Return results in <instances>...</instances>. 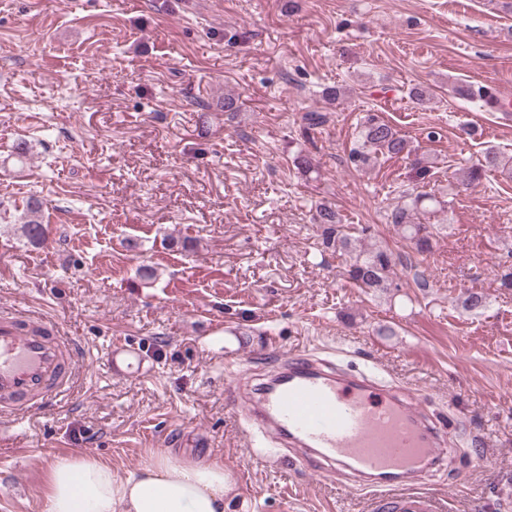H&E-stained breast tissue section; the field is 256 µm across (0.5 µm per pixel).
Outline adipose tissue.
<instances>
[{"label": "adipose tissue", "mask_w": 512, "mask_h": 512, "mask_svg": "<svg viewBox=\"0 0 512 512\" xmlns=\"http://www.w3.org/2000/svg\"><path fill=\"white\" fill-rule=\"evenodd\" d=\"M230 481L219 462L166 452L121 476L91 455L56 457L46 512H224Z\"/></svg>", "instance_id": "obj_1"}]
</instances>
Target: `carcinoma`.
<instances>
[{"label":"carcinoma","mask_w":512,"mask_h":512,"mask_svg":"<svg viewBox=\"0 0 512 512\" xmlns=\"http://www.w3.org/2000/svg\"><path fill=\"white\" fill-rule=\"evenodd\" d=\"M405 153H410V149L403 135L389 122L368 114L360 124L357 145L349 154V162L356 169H365L373 166L381 155L394 158ZM496 170L512 172V156L489 148L477 164L463 171L461 184L478 183L486 172ZM439 204L432 194L417 193L390 211V223L402 231L404 239L419 254L429 252L432 247V225L416 223L415 216L421 211L433 212ZM314 221L321 225L323 247L348 256V276L356 287L373 293L396 287L392 254L382 246L365 243L368 228H361L357 237L351 235L353 227L344 223L340 212L327 204L318 206ZM44 228L40 203L28 202L21 216L24 237L29 243L38 244L43 240Z\"/></svg>","instance_id":"cac0c4a2"}]
</instances>
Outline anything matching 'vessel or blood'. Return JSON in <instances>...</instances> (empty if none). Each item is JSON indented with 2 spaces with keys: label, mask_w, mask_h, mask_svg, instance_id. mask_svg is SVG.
<instances>
[{
  "label": "vessel or blood",
  "mask_w": 512,
  "mask_h": 512,
  "mask_svg": "<svg viewBox=\"0 0 512 512\" xmlns=\"http://www.w3.org/2000/svg\"><path fill=\"white\" fill-rule=\"evenodd\" d=\"M88 367L75 339L45 316L0 308V412L21 419L52 408ZM226 400L289 449L291 463L358 482L373 512H440L416 486L454 456L452 432L387 382L301 354L280 359L259 386L237 379Z\"/></svg>",
  "instance_id": "1"
}]
</instances>
